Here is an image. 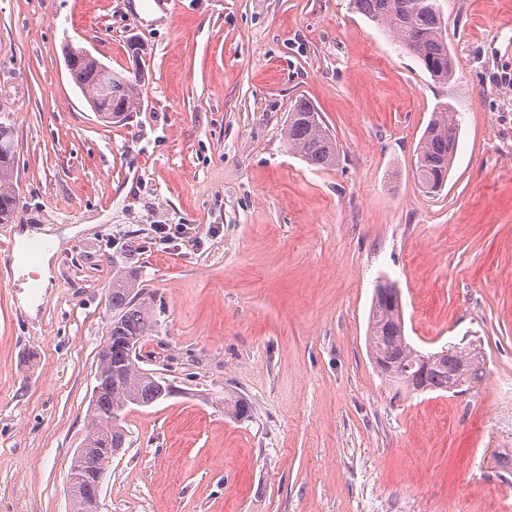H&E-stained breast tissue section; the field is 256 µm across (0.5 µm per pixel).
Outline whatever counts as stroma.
I'll list each match as a JSON object with an SVG mask.
<instances>
[{
  "label": "stroma",
  "mask_w": 512,
  "mask_h": 512,
  "mask_svg": "<svg viewBox=\"0 0 512 512\" xmlns=\"http://www.w3.org/2000/svg\"><path fill=\"white\" fill-rule=\"evenodd\" d=\"M0 0V115L17 206L0 224V512H71L112 273L154 327L171 397L124 413L102 512H504L492 452L512 410V0H439L457 65L433 81L350 0ZM144 44L143 106L99 122L65 47L113 70ZM309 98L339 145L319 170L285 128ZM458 112L445 188L417 144ZM66 241L45 289L19 235ZM422 351L479 341L473 392L394 397L369 355L376 286ZM235 392L250 406L224 410Z\"/></svg>",
  "instance_id": "obj_1"
}]
</instances>
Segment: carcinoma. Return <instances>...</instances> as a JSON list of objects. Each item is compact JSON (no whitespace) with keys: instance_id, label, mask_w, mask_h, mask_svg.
<instances>
[{"instance_id":"obj_1","label":"carcinoma","mask_w":512,"mask_h":512,"mask_svg":"<svg viewBox=\"0 0 512 512\" xmlns=\"http://www.w3.org/2000/svg\"><path fill=\"white\" fill-rule=\"evenodd\" d=\"M355 8L382 27L424 70L443 83L456 75V61L443 36V22L436 0H353ZM67 67L75 85L99 121L112 124L129 119L142 107L145 71L105 72L82 48L66 46ZM460 128L456 110L440 104L416 148L417 177L428 193H439L453 168ZM288 149L308 165L327 169L336 165L339 149L321 113L307 98L297 99L288 113ZM15 131L0 121V224L12 221L17 193L14 183ZM112 320L99 352L96 376L99 393L91 403L92 429L89 448H114L125 436L123 411L130 406H149L176 393L165 378L139 365L137 350L151 330V309L141 297L136 277L118 271L112 275L109 293ZM368 344L373 363L395 394L442 391L465 394L486 378L482 346L472 341L448 345L424 353L413 347L404 330L399 290L391 283L376 286L368 319ZM240 396L224 397V409L236 416L248 412ZM81 493L72 500V512H84L93 477L78 473Z\"/></svg>"}]
</instances>
